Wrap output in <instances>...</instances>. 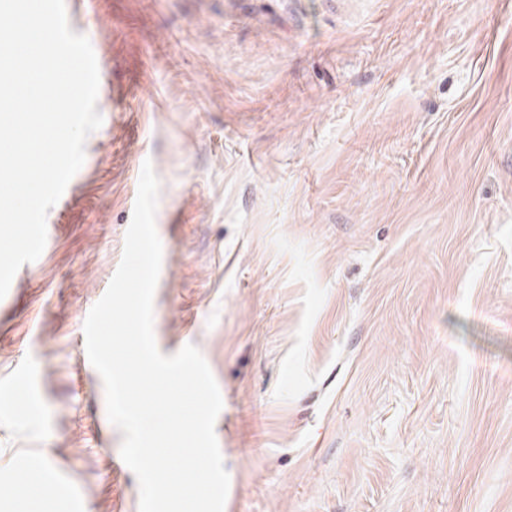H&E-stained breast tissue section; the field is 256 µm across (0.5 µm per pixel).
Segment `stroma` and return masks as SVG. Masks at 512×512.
<instances>
[{"label":"stroma","instance_id":"obj_1","mask_svg":"<svg viewBox=\"0 0 512 512\" xmlns=\"http://www.w3.org/2000/svg\"><path fill=\"white\" fill-rule=\"evenodd\" d=\"M65 7L103 124L0 299V479L139 512L76 341L148 160L155 341L218 384L224 512H512V0Z\"/></svg>","mask_w":512,"mask_h":512}]
</instances>
